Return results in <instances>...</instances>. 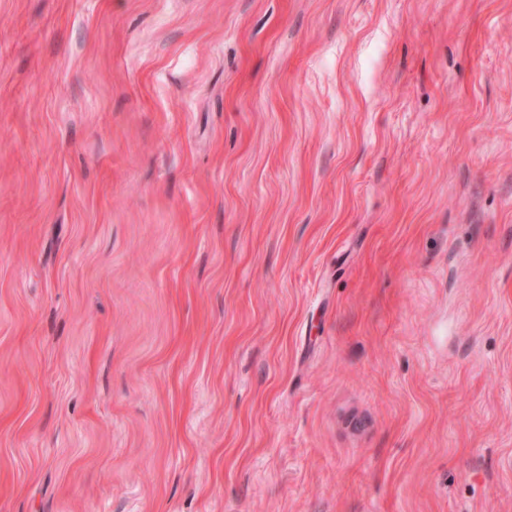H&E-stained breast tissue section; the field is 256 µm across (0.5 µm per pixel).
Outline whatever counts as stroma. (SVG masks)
Instances as JSON below:
<instances>
[{
	"label": "stroma",
	"instance_id": "35a3bbf8",
	"mask_svg": "<svg viewBox=\"0 0 512 512\" xmlns=\"http://www.w3.org/2000/svg\"><path fill=\"white\" fill-rule=\"evenodd\" d=\"M0 512H512V0H0Z\"/></svg>",
	"mask_w": 512,
	"mask_h": 512
}]
</instances>
